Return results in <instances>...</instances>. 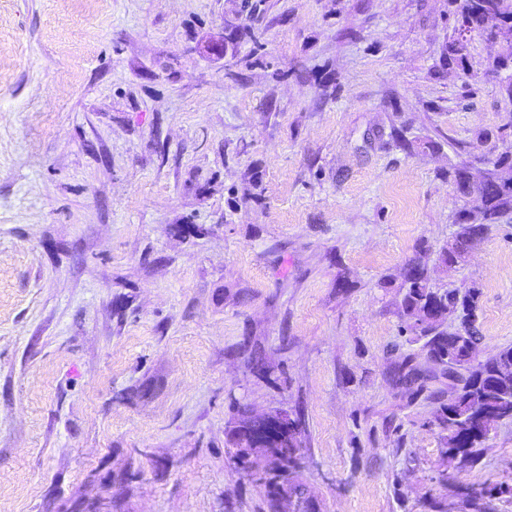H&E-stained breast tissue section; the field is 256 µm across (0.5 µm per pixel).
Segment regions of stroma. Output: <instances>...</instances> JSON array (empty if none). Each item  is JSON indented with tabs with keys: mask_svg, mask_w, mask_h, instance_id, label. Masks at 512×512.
<instances>
[{
	"mask_svg": "<svg viewBox=\"0 0 512 512\" xmlns=\"http://www.w3.org/2000/svg\"><path fill=\"white\" fill-rule=\"evenodd\" d=\"M449 0H0V512H272L238 409L303 419L315 512H468L400 316L420 246L512 346V215L455 270L450 167L512 151L499 49ZM393 376L396 384L405 387L407 390L416 386L411 393L412 396L418 397L427 389L425 383L429 379V375L414 363V358L411 355L402 358V361L395 368Z\"/></svg>",
	"mask_w": 512,
	"mask_h": 512,
	"instance_id": "1",
	"label": "stroma"
}]
</instances>
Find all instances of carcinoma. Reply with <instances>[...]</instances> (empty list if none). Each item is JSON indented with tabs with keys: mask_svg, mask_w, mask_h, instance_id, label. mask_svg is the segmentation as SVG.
<instances>
[{
	"mask_svg": "<svg viewBox=\"0 0 512 512\" xmlns=\"http://www.w3.org/2000/svg\"><path fill=\"white\" fill-rule=\"evenodd\" d=\"M494 3V14H473L471 0H459L455 21L470 32L483 37L491 35L496 21L512 19V0ZM508 169H512V156L506 154L489 167L462 164L448 172L461 196L466 198L475 190L481 204L479 224L469 223L466 210L459 212L455 220L459 229L452 246L441 252V260L448 267L463 261L471 241L512 213V178L507 176ZM402 288L405 330L426 339L424 347L429 360L448 377V402L440 405L436 421L445 432L441 437V454L448 467L460 472L474 466L478 449L485 447L496 424L512 421V346L472 363L478 350L479 288L472 286L464 292L437 288L431 283L427 265L418 258L406 265ZM450 311L457 313L458 323L449 330L443 327L441 319ZM393 376L396 384L412 391L415 397L426 391L428 375L410 355L402 358ZM497 487V483L489 484L479 493H465L469 512H489V503L497 498Z\"/></svg>",
	"mask_w": 512,
	"mask_h": 512,
	"instance_id": "obj_1",
	"label": "carcinoma"
}]
</instances>
